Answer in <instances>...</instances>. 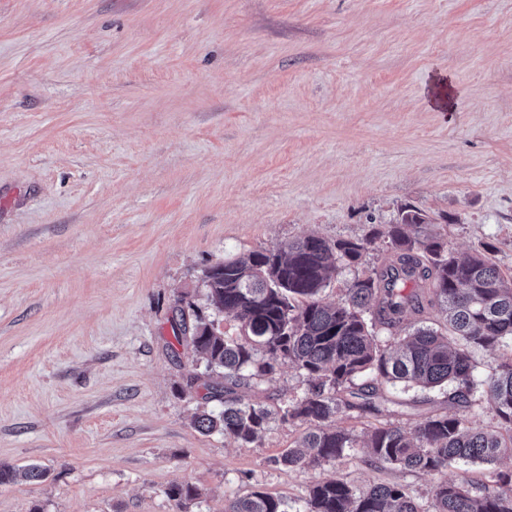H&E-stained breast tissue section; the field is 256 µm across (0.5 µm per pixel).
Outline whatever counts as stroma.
Returning a JSON list of instances; mask_svg holds the SVG:
<instances>
[{
    "instance_id": "stroma-1",
    "label": "stroma",
    "mask_w": 512,
    "mask_h": 512,
    "mask_svg": "<svg viewBox=\"0 0 512 512\" xmlns=\"http://www.w3.org/2000/svg\"><path fill=\"white\" fill-rule=\"evenodd\" d=\"M449 250L512 276V0H0V512H224L261 489L303 512L313 483H491L374 463L285 468L307 426L292 364L242 389L270 412L242 447L192 426L203 402L178 298L213 265L316 234L368 240L401 207ZM340 414L413 432L443 398ZM175 483L201 496L169 499ZM46 476L45 471L38 465L31 464L22 471L0 465V485L14 483L19 478L26 482H39Z\"/></svg>"
}]
</instances>
